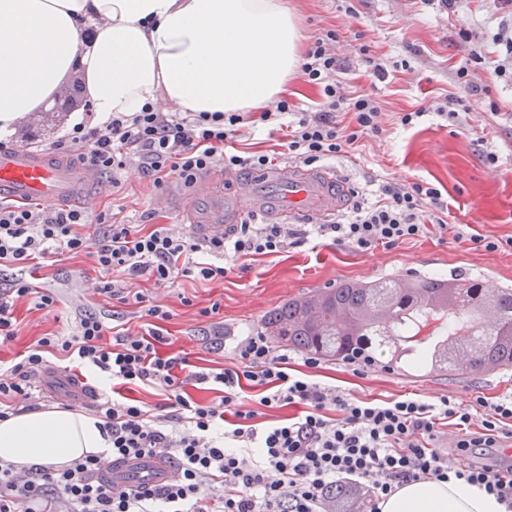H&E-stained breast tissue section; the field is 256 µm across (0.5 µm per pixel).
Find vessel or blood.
Instances as JSON below:
<instances>
[{
	"label": "vessel or blood",
	"mask_w": 512,
	"mask_h": 512,
	"mask_svg": "<svg viewBox=\"0 0 512 512\" xmlns=\"http://www.w3.org/2000/svg\"><path fill=\"white\" fill-rule=\"evenodd\" d=\"M98 178L68 158L19 148H0V199L16 203H50L89 209L88 189ZM351 186L335 167H303L277 163L262 170L226 172L217 167L173 199L185 224L197 236L223 231L246 215L267 224H292L302 219L328 223L349 204ZM52 393L95 403L97 392L65 375L46 377ZM171 464L141 457L106 462L104 483L125 487L136 483L163 485L172 480Z\"/></svg>",
	"instance_id": "obj_1"
}]
</instances>
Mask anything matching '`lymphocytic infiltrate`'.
I'll use <instances>...</instances> for the list:
<instances>
[{
	"label": "lymphocytic infiltrate",
	"mask_w": 512,
	"mask_h": 512,
	"mask_svg": "<svg viewBox=\"0 0 512 512\" xmlns=\"http://www.w3.org/2000/svg\"><path fill=\"white\" fill-rule=\"evenodd\" d=\"M335 32L317 39L300 67L307 82L320 86L322 99L314 110L290 117L287 101L258 116L283 133L289 158L305 165L348 155L358 141L382 132L378 101L371 94L341 93L332 75L340 63L330 44ZM491 49H473L454 70L458 94L433 107L402 113L410 126L428 111L453 120L464 96H485L488 86L474 82L472 72L493 63L498 78L512 80V30L499 27L490 36ZM245 120L241 112H163L145 104L138 112H116L96 126L74 125L55 151L77 153L89 169L112 178L130 166L162 184L173 177L184 184L216 164L225 170L262 167L270 155L228 150ZM439 190L431 184L383 182L374 201L357 203L340 221L330 224L225 225L222 234L198 241L159 226L151 230L109 219L89 218L72 208L44 209L0 202V266L17 268L49 254H87L98 271L97 293L127 305H144L152 322L148 332L120 333L103 317L82 316L76 333L44 336L11 367L0 368V420L32 403L31 377L46 367L45 354L89 365L122 384L156 385L168 398L163 412L106 400L93 411L112 441V460L150 456L172 463L175 478L160 487L144 484L110 488L95 474L101 456L57 466L20 467L0 461V512H328L326 491L346 482L367 495L370 512L399 485L409 481L455 478L477 485L512 512V464L458 465L436 444L445 426L460 433L458 451L497 447L512 439V395L487 404L481 423L468 408L440 398L429 403L404 398L377 403L322 385L307 375L288 371V356L275 353L270 340L258 333L233 348V363L217 371L189 368L188 357L165 356L157 346L160 326L170 313L163 306H145L131 282L162 286L180 277L204 281L224 278L227 262L248 256L278 254L314 239H329L359 252L393 248L448 227ZM104 225L98 239L87 237L89 222ZM36 296V305L54 306L56 295L34 291L23 280L0 289V341L16 336V300ZM209 384L219 392L210 403L190 399L185 386ZM260 389L261 406L300 407L298 415L263 427L257 413L240 399L243 383Z\"/></svg>",
	"instance_id": "obj_1"
}]
</instances>
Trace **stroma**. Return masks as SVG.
Returning a JSON list of instances; mask_svg holds the SVG:
<instances>
[{
    "mask_svg": "<svg viewBox=\"0 0 512 512\" xmlns=\"http://www.w3.org/2000/svg\"><path fill=\"white\" fill-rule=\"evenodd\" d=\"M288 6L298 18L303 45L326 31H336L338 40L332 49L340 59L336 79L343 93L368 89L380 102L382 134L362 139L357 150L332 161L362 190L364 199L374 200L385 180L424 181L440 191L448 206V223L468 224L484 235L512 236V84L481 69L472 78L490 87L491 98L466 99L457 121L432 114L403 127L398 120L400 113L456 92L452 66L469 47L459 43L457 29L462 26L471 32L470 45L486 43L506 20L495 0H470L461 15L447 12L437 0H288ZM363 45L384 62L406 60V68L383 83L371 84L359 54ZM492 100L498 104L494 112L488 106ZM487 150L497 153V163L485 161ZM176 184L171 178L157 187L134 170L118 188L106 178L92 211L133 224L149 217L177 232L180 218L166 202ZM247 264L246 270H233L220 280L181 277L169 286L136 284V291L149 304L163 306L171 314L163 325L168 339L163 352H187L200 370L224 367L231 364V351L239 339L262 332L269 311L290 298L346 280L371 281L409 272L461 274L512 287L511 252L471 249L449 231L368 252L312 242L253 257ZM96 276L91 258L84 254L56 256L34 267L32 286L53 289L58 303L39 310L31 300L17 302L19 331L13 341L0 345V362H17L44 334L75 332L81 314L88 311L116 309L128 332L147 331L138 307L111 305L93 289ZM289 355L293 373L312 374L323 385L368 400L389 401L405 395L435 402L447 396L474 408L480 400L493 401L512 393V368L459 378L376 366L358 376L342 360L325 359L311 369L304 352L293 349Z\"/></svg>",
    "mask_w": 512,
    "mask_h": 512,
    "instance_id": "obj_1",
    "label": "stroma"
}]
</instances>
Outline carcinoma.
<instances>
[{"mask_svg": "<svg viewBox=\"0 0 512 512\" xmlns=\"http://www.w3.org/2000/svg\"><path fill=\"white\" fill-rule=\"evenodd\" d=\"M79 87L76 77L52 107L24 116L21 137L65 123ZM264 328L323 358L373 361L387 351L390 364L478 376L512 367V288L458 275L351 280L288 300L265 317ZM326 496L335 512H348L355 498L348 484Z\"/></svg>", "mask_w": 512, "mask_h": 512, "instance_id": "obj_1", "label": "carcinoma"}]
</instances>
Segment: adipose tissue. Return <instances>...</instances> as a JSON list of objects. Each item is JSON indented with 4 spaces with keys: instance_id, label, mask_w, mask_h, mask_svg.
Returning a JSON list of instances; mask_svg holds the SVG:
<instances>
[{
    "instance_id": "obj_1",
    "label": "adipose tissue",
    "mask_w": 512,
    "mask_h": 512,
    "mask_svg": "<svg viewBox=\"0 0 512 512\" xmlns=\"http://www.w3.org/2000/svg\"><path fill=\"white\" fill-rule=\"evenodd\" d=\"M285 0H0V127L60 97L71 72L94 112L162 103L182 112L274 111L300 63ZM110 443L96 417L24 412L0 421V460L59 464ZM381 512H504L451 479L401 485Z\"/></svg>"
}]
</instances>
